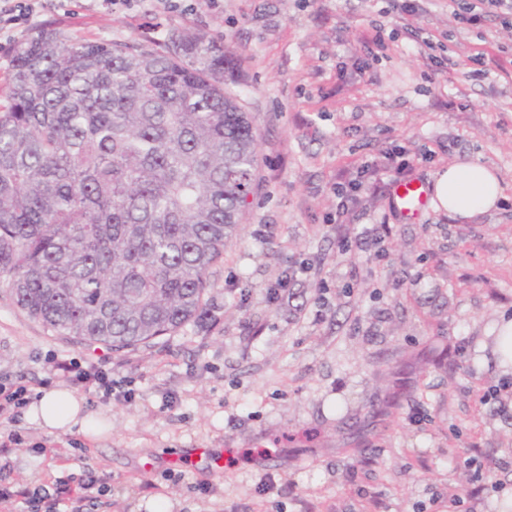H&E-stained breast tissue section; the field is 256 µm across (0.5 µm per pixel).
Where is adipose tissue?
<instances>
[{"mask_svg":"<svg viewBox=\"0 0 512 512\" xmlns=\"http://www.w3.org/2000/svg\"><path fill=\"white\" fill-rule=\"evenodd\" d=\"M432 205L461 221L474 218L495 206L502 189L498 177L479 161L471 160L437 171L433 184ZM28 413L48 432L69 431L73 426H87L90 417L83 404L71 392L50 388L43 390Z\"/></svg>","mask_w":512,"mask_h":512,"instance_id":"adipose-tissue-1","label":"adipose tissue"}]
</instances>
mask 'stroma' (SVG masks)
Wrapping results in <instances>:
<instances>
[{"label":"stroma","mask_w":512,"mask_h":512,"mask_svg":"<svg viewBox=\"0 0 512 512\" xmlns=\"http://www.w3.org/2000/svg\"><path fill=\"white\" fill-rule=\"evenodd\" d=\"M463 10L448 0H196L188 12L165 0H38L26 23L0 30V101L13 47L41 30L128 44L202 30L235 54L226 88L255 119L259 158L204 315L155 344L116 353L52 335L0 288V377L54 388L48 356L102 357L137 391L129 403L78 391L93 414L86 430L51 433L21 417L23 444L0 457L13 483L48 488L93 465L111 491L89 512H148L150 501L168 512H418L432 502L447 512L454 494L468 512H507L512 387L479 366L476 348L485 326L512 315V28L460 22ZM402 150L427 185L479 159L502 197L468 221L432 209L402 219L400 177L384 168ZM366 163L380 165L383 188L340 216L334 186ZM338 217L351 241L362 225H391L387 259L340 252ZM299 260L310 273L267 300ZM324 285L329 306L315 323ZM495 387L499 399L481 402ZM73 442L85 454L62 470L38 453ZM193 448L222 454L223 473L185 468L166 480L171 455ZM478 454L496 469L477 474ZM265 476L293 494L260 495ZM478 483L484 492L468 499Z\"/></svg>","instance_id":"obj_1"}]
</instances>
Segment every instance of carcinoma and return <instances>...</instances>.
Wrapping results in <instances>:
<instances>
[{"instance_id":"carcinoma-1","label":"carcinoma","mask_w":512,"mask_h":512,"mask_svg":"<svg viewBox=\"0 0 512 512\" xmlns=\"http://www.w3.org/2000/svg\"><path fill=\"white\" fill-rule=\"evenodd\" d=\"M233 52L44 30L0 106V284L57 336L147 346L205 312L250 205L258 129L224 89Z\"/></svg>"}]
</instances>
